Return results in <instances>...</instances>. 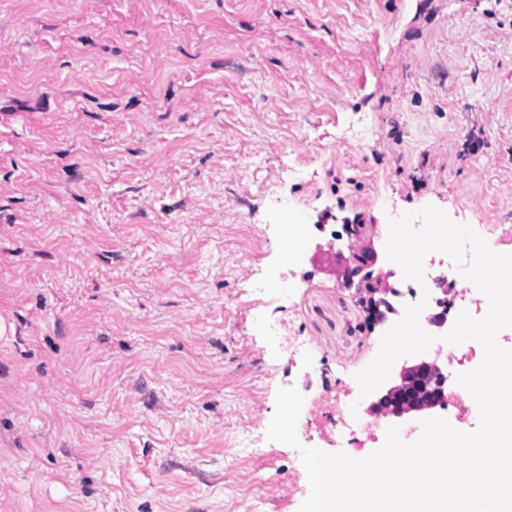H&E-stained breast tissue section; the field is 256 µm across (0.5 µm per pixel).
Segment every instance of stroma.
<instances>
[{
    "mask_svg": "<svg viewBox=\"0 0 512 512\" xmlns=\"http://www.w3.org/2000/svg\"><path fill=\"white\" fill-rule=\"evenodd\" d=\"M428 205L512 249V0H0V512H298L281 388L327 453L420 427L360 395L385 326L277 274L292 217Z\"/></svg>",
    "mask_w": 512,
    "mask_h": 512,
    "instance_id": "35a3bbf8",
    "label": "stroma"
}]
</instances>
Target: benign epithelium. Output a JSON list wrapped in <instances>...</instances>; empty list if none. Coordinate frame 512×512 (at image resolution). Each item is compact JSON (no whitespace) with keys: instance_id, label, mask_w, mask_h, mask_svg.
Returning a JSON list of instances; mask_svg holds the SVG:
<instances>
[{"instance_id":"obj_1","label":"benign epithelium","mask_w":512,"mask_h":512,"mask_svg":"<svg viewBox=\"0 0 512 512\" xmlns=\"http://www.w3.org/2000/svg\"><path fill=\"white\" fill-rule=\"evenodd\" d=\"M344 228L354 245L349 247V255L337 254L336 271L345 286L355 288L366 310L376 320L383 321L387 315L398 313L392 299L401 292L391 282L394 273L376 267L372 225L346 224ZM428 325L435 336H443L452 328L446 311L429 316ZM447 382L448 370L438 361L421 356L413 364L402 366L398 381L370 404L368 412L375 416L395 417L410 413L428 414L447 402Z\"/></svg>"}]
</instances>
